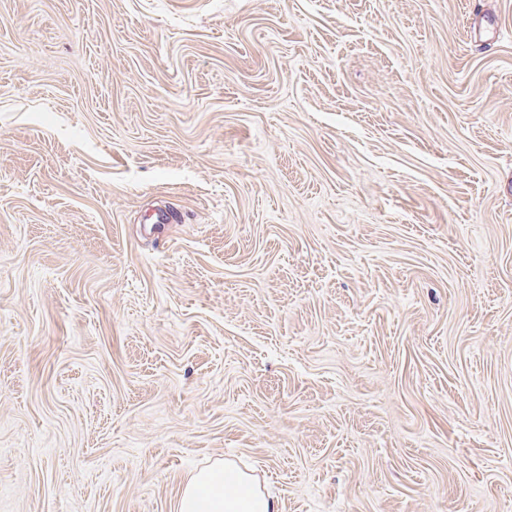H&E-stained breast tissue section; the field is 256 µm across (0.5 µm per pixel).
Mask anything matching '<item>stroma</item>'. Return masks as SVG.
<instances>
[{"mask_svg":"<svg viewBox=\"0 0 512 512\" xmlns=\"http://www.w3.org/2000/svg\"><path fill=\"white\" fill-rule=\"evenodd\" d=\"M219 458L512 512V0H0V512Z\"/></svg>","mask_w":512,"mask_h":512,"instance_id":"1","label":"stroma"}]
</instances>
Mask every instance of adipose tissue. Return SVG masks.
<instances>
[{"label": "adipose tissue", "instance_id": "adipose-tissue-1", "mask_svg": "<svg viewBox=\"0 0 512 512\" xmlns=\"http://www.w3.org/2000/svg\"><path fill=\"white\" fill-rule=\"evenodd\" d=\"M177 512H278V508L253 478L218 459L189 477Z\"/></svg>", "mask_w": 512, "mask_h": 512}]
</instances>
